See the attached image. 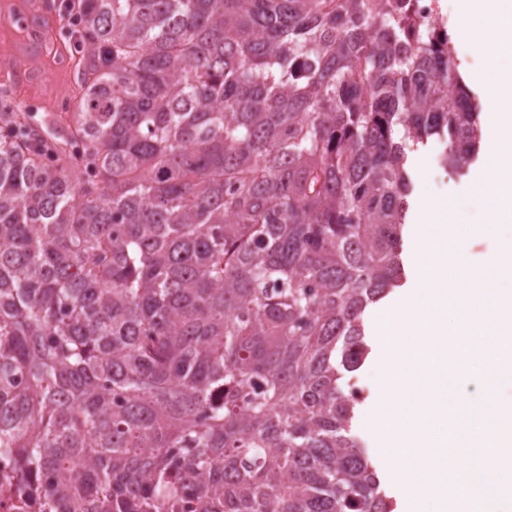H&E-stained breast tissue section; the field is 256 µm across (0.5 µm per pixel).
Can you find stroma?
<instances>
[{
    "label": "stroma",
    "instance_id": "stroma-1",
    "mask_svg": "<svg viewBox=\"0 0 512 512\" xmlns=\"http://www.w3.org/2000/svg\"><path fill=\"white\" fill-rule=\"evenodd\" d=\"M27 2L0 0V89L9 90L14 111L29 112L37 117L48 113L58 115L64 107L73 106L81 94L78 79L80 56L74 50V39L68 35L72 24L65 7H58L56 16L44 24L40 53L33 57L22 55L19 49L27 42L29 32L17 23L16 18L26 11ZM19 67L33 71L31 82L22 84L17 81L15 70ZM439 151V144L432 142L418 158L413 199L421 204L430 202L455 206L464 213L467 224L483 223L484 202L470 194L469 185L474 175L488 165V157L479 155L465 175L459 176L439 166ZM378 315V310L372 307L365 312L371 353L356 375L368 385L371 394L358 407L352 433L361 441L377 470L383 472L392 451L376 426V416L384 398L381 348L376 330Z\"/></svg>",
    "mask_w": 512,
    "mask_h": 512
}]
</instances>
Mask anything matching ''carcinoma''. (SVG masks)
Segmentation results:
<instances>
[{
  "label": "carcinoma",
  "instance_id": "1",
  "mask_svg": "<svg viewBox=\"0 0 512 512\" xmlns=\"http://www.w3.org/2000/svg\"><path fill=\"white\" fill-rule=\"evenodd\" d=\"M82 96L0 108V494L57 512H391L351 435L408 152L478 155L415 0H79Z\"/></svg>",
  "mask_w": 512,
  "mask_h": 512
}]
</instances>
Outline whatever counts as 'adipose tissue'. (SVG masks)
I'll return each instance as SVG.
<instances>
[{"mask_svg": "<svg viewBox=\"0 0 512 512\" xmlns=\"http://www.w3.org/2000/svg\"><path fill=\"white\" fill-rule=\"evenodd\" d=\"M459 14L470 23L457 30V38L473 41L488 70L483 97L490 122L483 146L491 163L471 189L487 211L486 223L475 231L489 236L498 229V217L512 215V0H460Z\"/></svg>", "mask_w": 512, "mask_h": 512, "instance_id": "adipose-tissue-1", "label": "adipose tissue"}]
</instances>
